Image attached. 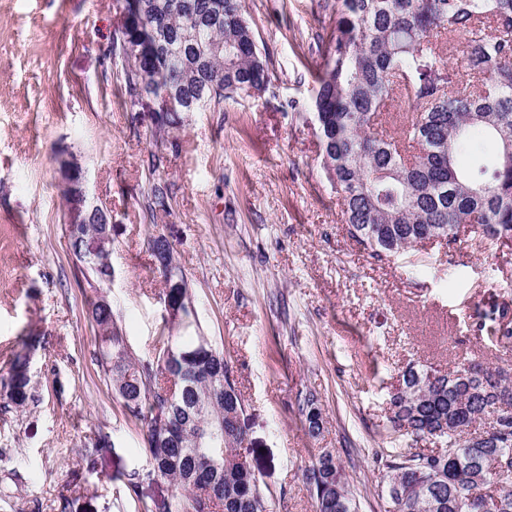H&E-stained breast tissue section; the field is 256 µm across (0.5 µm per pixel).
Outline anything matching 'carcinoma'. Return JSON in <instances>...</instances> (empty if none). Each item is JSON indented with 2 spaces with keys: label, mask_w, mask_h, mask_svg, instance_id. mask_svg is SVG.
Here are the masks:
<instances>
[{
  "label": "carcinoma",
  "mask_w": 512,
  "mask_h": 512,
  "mask_svg": "<svg viewBox=\"0 0 512 512\" xmlns=\"http://www.w3.org/2000/svg\"><path fill=\"white\" fill-rule=\"evenodd\" d=\"M115 0L118 33L136 16L157 35L154 55L120 48L125 93L141 84L168 88L177 106L156 118L168 133L184 124L187 106L221 111L224 101L266 90L269 69L256 46L241 0ZM222 6L224 23L205 19ZM336 37L315 77L314 109L320 165L343 208L352 238L381 260L422 241H457L467 224L483 239L512 243V164L460 166L475 132L512 143V0H341ZM464 39L456 69L442 44ZM399 94L416 105L401 135H387L389 102ZM93 216L71 236L89 288L108 287L112 246L93 252L105 230ZM154 265L174 252L169 239L150 241ZM165 324L193 336H163L153 358L135 360L98 297L89 315L98 332L97 363L127 414L146 427V475L174 487L168 502L144 512H270L259 481L239 461L246 441L236 424L244 403L224 353L200 332L188 280L176 265L163 274ZM477 330L512 351V321L495 303L478 313ZM43 337L29 334L3 381V407L32 400L30 354ZM388 434L408 441L388 455L383 485L392 512H512V375L473 361L448 372L407 366L390 396ZM309 436L323 429L314 397L301 409ZM439 438L445 450L416 448ZM315 512H358L345 468L329 450L303 468Z\"/></svg>",
  "instance_id": "1"
}]
</instances>
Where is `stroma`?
I'll list each match as a JSON object with an SVG mask.
<instances>
[{"mask_svg":"<svg viewBox=\"0 0 512 512\" xmlns=\"http://www.w3.org/2000/svg\"><path fill=\"white\" fill-rule=\"evenodd\" d=\"M242 7L270 88L187 113L175 146L147 110L123 102L113 0H0V380L21 336L44 338L31 355L36 402L0 410V489L11 493L0 512H58L64 499L68 512H143L172 494L146 476L141 427L95 362L93 292L64 231L68 153L111 216L108 297L136 358L153 357L163 334L148 241H172L200 330L244 400L237 455L272 512H314L302 469L320 448L340 456L359 512H389L375 450L402 369L498 362L473 312L493 300L512 310V245L463 236L378 261L348 233L312 109L337 0ZM156 178L170 191L165 211L150 206ZM309 394L324 415L316 439L298 412ZM101 433L108 447L96 446Z\"/></svg>","mask_w":512,"mask_h":512,"instance_id":"1","label":"stroma"}]
</instances>
